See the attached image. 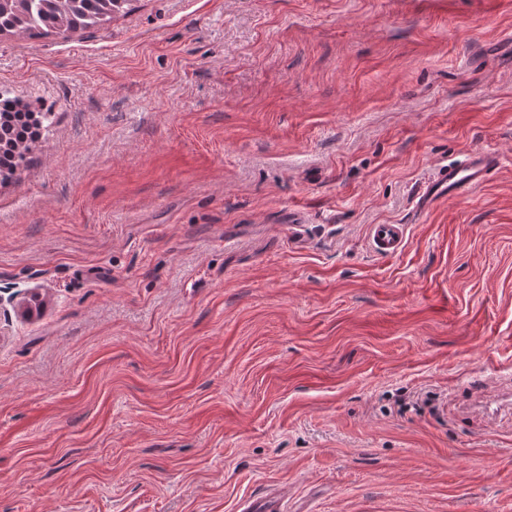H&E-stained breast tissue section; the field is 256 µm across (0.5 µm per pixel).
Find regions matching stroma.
<instances>
[{"instance_id": "stroma-1", "label": "stroma", "mask_w": 512, "mask_h": 512, "mask_svg": "<svg viewBox=\"0 0 512 512\" xmlns=\"http://www.w3.org/2000/svg\"><path fill=\"white\" fill-rule=\"evenodd\" d=\"M0 88V512H512V0H133ZM0 90V181L11 177L24 164L35 143L29 136V127L40 124L41 130L51 112H12L13 105L23 102ZM497 155L485 148L468 149L459 158L439 168L416 203L420 212L442 198L466 199L485 184L499 168ZM406 225L373 224L370 225L369 239L373 250L381 256L399 253L405 244Z\"/></svg>"}]
</instances>
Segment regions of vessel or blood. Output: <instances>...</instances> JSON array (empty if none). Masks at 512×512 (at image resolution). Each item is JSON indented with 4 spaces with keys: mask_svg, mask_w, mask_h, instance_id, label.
<instances>
[{
    "mask_svg": "<svg viewBox=\"0 0 512 512\" xmlns=\"http://www.w3.org/2000/svg\"><path fill=\"white\" fill-rule=\"evenodd\" d=\"M499 165L500 161L494 152L481 147L468 149L459 158L438 169L417 201V210H426L436 201L446 197L466 199L473 189L490 179ZM406 232L407 229L402 224L371 225V246L379 255H395L405 244Z\"/></svg>",
    "mask_w": 512,
    "mask_h": 512,
    "instance_id": "1",
    "label": "vessel or blood"
}]
</instances>
